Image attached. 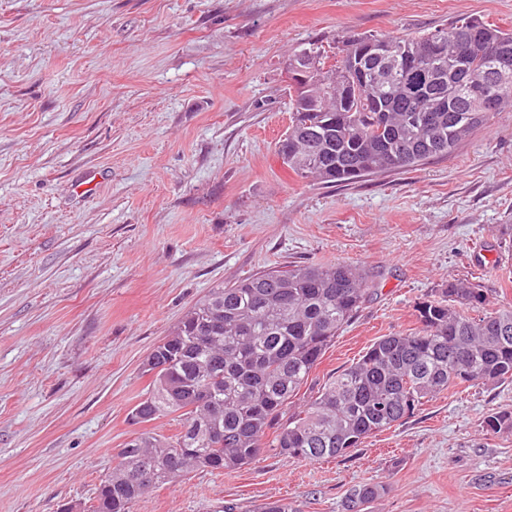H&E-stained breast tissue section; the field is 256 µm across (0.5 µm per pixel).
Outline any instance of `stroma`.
Masks as SVG:
<instances>
[{"label":"stroma","instance_id":"1","mask_svg":"<svg viewBox=\"0 0 512 512\" xmlns=\"http://www.w3.org/2000/svg\"><path fill=\"white\" fill-rule=\"evenodd\" d=\"M512 29V0H0V512L89 506L134 433L142 366L196 301L272 267L346 263L370 293L298 395L418 330L453 280L512 305V111L451 156L344 184L295 175L284 68L308 42ZM512 382L423 401L347 456L267 451L132 512H512ZM486 430L493 434L512 433V409L501 408L485 418ZM385 492L384 485L365 483L354 487L346 497L345 512H362L365 507Z\"/></svg>","mask_w":512,"mask_h":512}]
</instances>
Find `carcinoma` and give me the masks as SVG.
Listing matches in <instances>:
<instances>
[{"instance_id": "cac0c4a2", "label": "carcinoma", "mask_w": 512, "mask_h": 512, "mask_svg": "<svg viewBox=\"0 0 512 512\" xmlns=\"http://www.w3.org/2000/svg\"><path fill=\"white\" fill-rule=\"evenodd\" d=\"M512 53V30L471 17L448 31L353 36L288 56L291 124L276 146L296 175L351 182L446 158L493 112L512 110V79H491V57ZM494 106L472 98L480 84ZM372 274L334 263L270 269L215 288L192 305L144 365L153 379L137 424L175 416L173 437L142 430L117 454L87 512H131L148 490L198 470L237 469L270 448L291 459L338 458L399 424L426 398L512 381V306L486 309L483 289L455 280L416 309L422 328L382 336L306 403L307 384L358 313ZM512 433V409L485 418ZM385 492L354 487L344 512Z\"/></svg>"}]
</instances>
